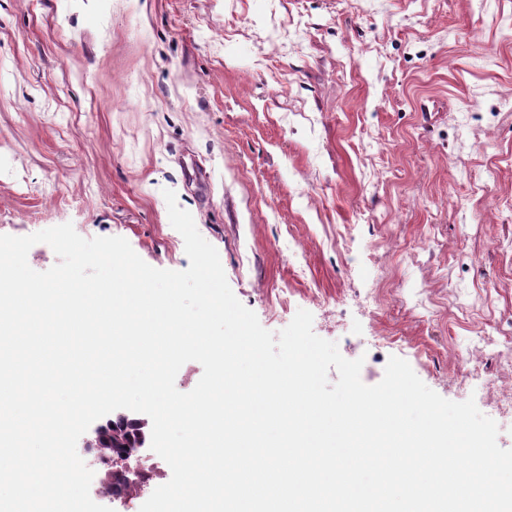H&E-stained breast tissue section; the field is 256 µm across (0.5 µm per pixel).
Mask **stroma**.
I'll use <instances>...</instances> for the list:
<instances>
[{
	"label": "stroma",
	"mask_w": 512,
	"mask_h": 512,
	"mask_svg": "<svg viewBox=\"0 0 512 512\" xmlns=\"http://www.w3.org/2000/svg\"><path fill=\"white\" fill-rule=\"evenodd\" d=\"M167 189L265 329L512 385L454 356L512 322V0H0V234L181 271Z\"/></svg>",
	"instance_id": "1"
}]
</instances>
